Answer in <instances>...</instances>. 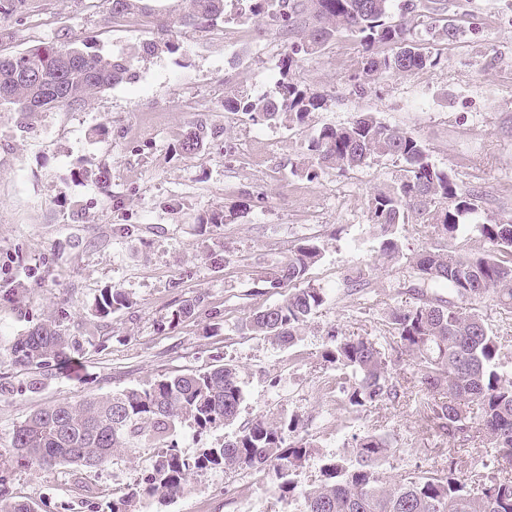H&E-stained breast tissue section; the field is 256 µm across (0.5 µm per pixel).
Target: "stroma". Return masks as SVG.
I'll use <instances>...</instances> for the list:
<instances>
[{"instance_id": "obj_1", "label": "stroma", "mask_w": 512, "mask_h": 512, "mask_svg": "<svg viewBox=\"0 0 512 512\" xmlns=\"http://www.w3.org/2000/svg\"><path fill=\"white\" fill-rule=\"evenodd\" d=\"M435 15L407 17L414 38L437 63L380 76L365 96L352 92L362 52L358 38L338 34L301 56L290 73L321 92L323 108L307 123L253 122L224 109L228 95L273 93L292 37L274 8L247 14L246 0H227L223 23L178 30L175 51L147 56L144 43L164 39L158 21L184 0H148L149 12L113 17L108 0H25L22 16H5L0 51L17 53L63 37L87 39L106 54L131 57L134 80L97 93L81 110L55 107L24 119L0 106V454L11 453L14 428L34 411L76 402L162 376L236 365L244 400L233 425L196 435L182 426L181 451L193 455L231 439L259 415L300 418L316 448L298 480L314 486L326 459L351 455L353 435L393 437L386 479L447 464L448 446L423 429L412 400L376 404L357 414L324 391L341 374L324 363L328 331L343 338L388 336L393 311L415 304L413 258L440 245L460 253L487 248L472 231L441 235L410 217L397 233L399 253L384 258L369 221V200L400 181L387 158L347 173L308 178L305 145L324 126H343L360 112L422 140L432 163L465 192L479 195L484 218H512V0H443ZM454 23L459 38L427 29ZM218 128L199 153L177 144L190 125ZM107 167L100 185L88 171ZM223 212L225 224L200 219ZM324 246L306 279L325 303L288 347L245 328L253 313L278 303L261 278L310 237ZM365 277L364 289L354 282ZM120 288L129 305L100 317L103 289ZM199 305L176 326L183 301ZM69 339L60 364L39 370L11 362L10 342L46 318ZM146 450L117 455L107 469L23 466L7 474L11 501L31 512H95L124 493L148 468ZM234 493H222L223 484ZM273 474L211 472L184 494L141 498L136 512H301L279 497Z\"/></svg>"}]
</instances>
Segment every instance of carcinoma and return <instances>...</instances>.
I'll return each instance as SVG.
<instances>
[{
  "label": "carcinoma",
  "instance_id": "1",
  "mask_svg": "<svg viewBox=\"0 0 512 512\" xmlns=\"http://www.w3.org/2000/svg\"><path fill=\"white\" fill-rule=\"evenodd\" d=\"M142 0H111L112 16L145 9ZM188 8L175 18H163L161 30L205 28L224 20L226 0H185ZM393 0H252L250 11L278 7L283 30L299 34L282 63V78L272 95L224 97V111L243 112L252 120L276 124L283 117L297 125L325 105V95L311 92L288 78L296 55L313 54L336 34H355L363 53L352 76L353 92L363 95L368 81L383 74H405L433 66L437 60L410 38L404 19H393ZM393 45L390 54L377 47ZM19 72L38 74L47 91L40 111L68 106L84 108L91 98L135 76L131 61L107 55L96 47L71 40L38 45L24 53L0 54V105L28 114L24 103L37 88L15 79ZM215 132L199 124L178 141L184 154L201 151ZM311 175L317 171L347 172L387 157L404 164L398 185L375 193L370 221L379 228L382 252H399L398 226L414 212L445 236L476 231L489 245L482 255L470 256L443 248H428L416 259L422 288L430 281L448 286L449 296L421 294L416 305L389 317L393 342L413 358L419 374L403 380L377 342L368 338L339 339L327 333L322 358L348 375L343 409L358 414L366 407L404 396L414 400L423 419L440 437L453 443L476 430L495 449L483 471L464 479L459 462L448 453L442 471H423L414 479L384 480L380 471L392 443L374 433L353 436L355 460L332 458L320 468L319 483L305 488L297 472L314 455L308 435L298 433L293 417L257 416L242 426L234 439L195 455L184 454L174 440L177 428L189 424L203 434L232 424L244 393L237 368L224 364L206 371L165 376L140 387L94 396L80 402L48 405L16 427L13 454L0 458V471L17 464L41 470L74 464L101 470L120 450L157 449V459L145 477L107 506L108 512H131L145 495L174 497L191 480L210 471L273 470L280 497L300 499L302 512H512V362L503 350L512 342L506 329L490 327L480 304L512 309V221L484 219L475 196L462 192L449 174L429 160L426 145L412 133L388 125L371 113L358 115L343 127H323L306 146ZM323 247L313 238L291 251L272 276L262 279L275 290L306 279L320 260ZM325 302L320 288H296L283 299L250 316L245 328L278 345L292 343L299 330ZM128 299L115 287L105 288L95 310L106 317L125 307ZM67 336L51 320L41 323L10 346L14 363L45 369L62 358Z\"/></svg>",
  "mask_w": 512,
  "mask_h": 512
}]
</instances>
